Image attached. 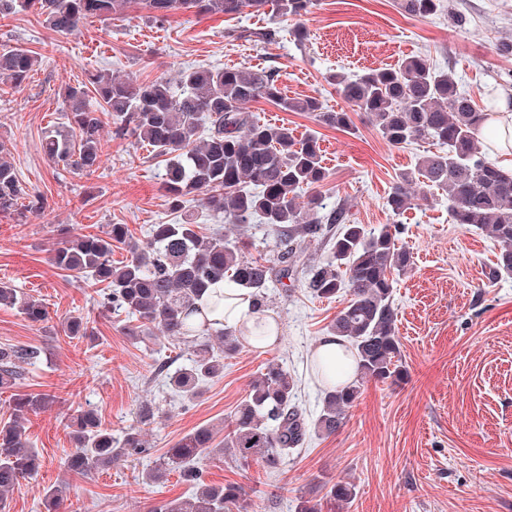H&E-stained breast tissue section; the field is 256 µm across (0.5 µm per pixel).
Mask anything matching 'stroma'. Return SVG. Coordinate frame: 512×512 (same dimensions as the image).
I'll return each instance as SVG.
<instances>
[{
    "label": "stroma",
    "mask_w": 512,
    "mask_h": 512,
    "mask_svg": "<svg viewBox=\"0 0 512 512\" xmlns=\"http://www.w3.org/2000/svg\"><path fill=\"white\" fill-rule=\"evenodd\" d=\"M297 25L307 34L302 47L292 36ZM263 28L281 34L271 43L238 37ZM504 42H512V0H442L440 12L427 17L406 14L398 0H314L296 22L269 13L179 10L161 24L134 4L120 16L89 19L71 35L54 32L32 11L0 15V50L21 46L38 58L21 88L0 91V142L22 183L45 200L44 209L24 221L0 213V282L41 300L48 313L35 325L0 307V346L42 348L27 389L58 398L27 425L44 465L15 486L5 512H45L46 488L62 481L70 486L64 512H150L160 501L189 496L177 473L149 483L146 472L197 426L225 430L250 382L272 361L295 378L296 403L307 419L321 409L323 384L312 353L346 294L315 298L301 277L289 287L270 283L266 309L277 319V341L226 358L223 375L187 403L156 371L162 362L185 363L186 346L132 341L123 331L125 317H100L88 279L50 262L57 224L99 235L124 224L142 245L152 224L185 218L207 228L216 224L195 196L172 209L149 148L135 137L115 136L113 124L103 128L96 171L49 162L45 136L68 126L62 87L90 71L175 82L188 67L225 66L275 69L288 97H314L325 110L349 113L352 128L345 132L263 99L246 106L261 120L288 124L296 136L316 135L329 173L317 192L327 207L344 208L350 221L372 230L402 224L398 244L410 251L412 265L394 288L404 383H367L344 428L311 435L280 470L244 468L221 456L208 461L207 480L244 486L250 512H295L301 492L330 477L350 478L356 486L346 512H512V277L488 283L484 272L495 244L475 228L452 223L441 190L416 183L413 208L392 214L388 194L433 146H391L363 113L351 111L332 82L339 73L359 75L425 55L451 71L476 104H512V54L501 51ZM71 317L87 321L93 337H67L62 325ZM146 400L162 411L146 429L149 455L85 476L64 470L75 448L65 416L93 408L117 437L135 424Z\"/></svg>",
    "instance_id": "stroma-1"
}]
</instances>
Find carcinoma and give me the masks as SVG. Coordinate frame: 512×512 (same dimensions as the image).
<instances>
[{
  "mask_svg": "<svg viewBox=\"0 0 512 512\" xmlns=\"http://www.w3.org/2000/svg\"><path fill=\"white\" fill-rule=\"evenodd\" d=\"M131 0H0V14L34 10L53 31L77 32L90 17L122 14ZM151 18L165 20L177 10L236 15L248 9L263 14L272 6L281 17H300L312 0H139ZM404 12L416 17L436 13L441 0H400ZM274 28L244 30L246 41L276 40ZM36 63L21 46L0 52V84L17 88ZM339 91L357 112H363L393 146L428 140L439 151L419 159L416 169L404 173L386 204L400 215L411 208L413 185L423 180L448 198L452 223L474 227L498 248L486 279L493 283L512 276V173L489 161L479 131L487 121L485 110L461 92L455 75L440 70L422 55L408 56L396 68L374 69L347 79L333 77ZM69 126L47 137L44 152L55 165L83 172L95 171L101 161L100 132L106 120L121 133L131 132L151 153L165 157L162 180L170 205L178 209L184 198L201 197L205 207L224 223L206 233L186 221L152 224L142 246L130 238L128 226L112 224L104 235L78 234L67 225L57 229L50 261L92 284L105 286L103 307L134 320L124 326L132 340L161 338L188 345L189 362L175 370L163 364L159 372L181 396L193 401L202 385L224 372V356L241 349V335L192 320L197 302L215 287L244 291L257 307H266L269 283L295 278L300 256L297 246L316 240L322 224H339L327 258L308 269L306 287L316 297L331 299L348 293L346 306L330 323L356 360L354 379L328 387L319 415L308 421L296 405L295 379L282 366L270 363L249 384L245 398L230 415L224 439L201 425L159 457L145 479L156 482L170 472L192 484L191 497L159 502L151 512H248L247 492L237 484L206 480L205 461L229 454L248 466L280 469L294 450L313 433L330 436L345 424L368 382L399 383L405 375L399 364L393 291L396 275L411 265V254L397 246L400 225L386 224L368 231L334 208L319 216L320 197L302 199V192L328 177L322 165L319 139L296 138L288 125L264 122L245 111L258 99L285 112H313L317 121L338 130L350 128L346 112L323 110L312 97L290 98L277 74L264 68L225 67L187 69L176 86L164 78L140 82L134 77L112 78L89 73L86 80L64 88ZM27 196L13 165L0 157V213L14 212ZM260 222L275 235L276 252L269 259L249 258L245 242L230 234ZM126 247L128 257L112 261V248ZM0 306L16 309L33 324L47 319L43 304L15 288L0 285ZM42 359L33 345L0 346V389L11 392L10 414L0 424V501L21 480L37 475L42 456L28 440L24 423L55 402V396L25 390L26 366ZM156 407L145 401L136 424L118 438L104 427L92 408L71 418L76 448L65 460L66 470L88 474L119 461L148 453L144 427L155 421ZM69 485L59 483L44 494L46 512H61ZM354 483L346 479L318 483L298 497L296 512L338 510L351 504Z\"/></svg>",
  "mask_w": 512,
  "mask_h": 512,
  "instance_id": "1",
  "label": "carcinoma"
}]
</instances>
